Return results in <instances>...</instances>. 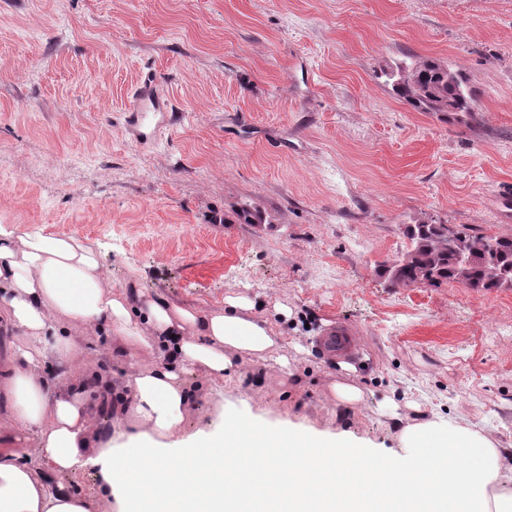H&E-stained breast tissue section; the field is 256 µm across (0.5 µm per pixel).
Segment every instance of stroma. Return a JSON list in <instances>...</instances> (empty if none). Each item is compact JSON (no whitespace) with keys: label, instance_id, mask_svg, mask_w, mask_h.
<instances>
[{"label":"stroma","instance_id":"35a3bbf8","mask_svg":"<svg viewBox=\"0 0 512 512\" xmlns=\"http://www.w3.org/2000/svg\"><path fill=\"white\" fill-rule=\"evenodd\" d=\"M417 54L462 69L481 92L468 128L417 112L380 73ZM189 118L152 147L120 117L143 72ZM512 0H0V230L77 235L115 285L218 309L245 292L280 335L291 373L243 357L223 386L183 374L184 433L219 412L353 431L399 453L380 401L465 414L512 450V288L395 287L384 269L406 225L512 237ZM258 205L262 224L236 223ZM353 336L345 375L317 339ZM48 361L59 390H87L101 436L123 430L125 377L159 352L88 333ZM351 380L357 412L327 397ZM115 501L98 466L48 473Z\"/></svg>","mask_w":512,"mask_h":512}]
</instances>
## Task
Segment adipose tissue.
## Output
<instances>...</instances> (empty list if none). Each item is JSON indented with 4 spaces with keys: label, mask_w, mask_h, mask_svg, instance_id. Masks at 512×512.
Listing matches in <instances>:
<instances>
[{
    "label": "adipose tissue",
    "mask_w": 512,
    "mask_h": 512,
    "mask_svg": "<svg viewBox=\"0 0 512 512\" xmlns=\"http://www.w3.org/2000/svg\"><path fill=\"white\" fill-rule=\"evenodd\" d=\"M0 324L16 336L0 365V418L30 432L38 461L0 455V512H92L94 498L44 472L101 466L117 512H512V465L492 432L464 415L399 425L396 458L377 459L353 433L272 423L178 436L187 368L216 384L241 356H278L279 338L252 298L230 292L203 314L116 287L96 250L75 235L0 232ZM148 350L174 347L173 364L133 372L120 443L93 442L84 390H52L47 360L72 357L88 331Z\"/></svg>",
    "instance_id": "obj_1"
}]
</instances>
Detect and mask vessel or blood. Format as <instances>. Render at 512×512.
I'll return each mask as SVG.
<instances>
[{
  "mask_svg": "<svg viewBox=\"0 0 512 512\" xmlns=\"http://www.w3.org/2000/svg\"><path fill=\"white\" fill-rule=\"evenodd\" d=\"M177 122L175 106L162 93L157 80L142 76L132 91V102L124 113V126L134 140L142 145L155 143Z\"/></svg>",
  "mask_w": 512,
  "mask_h": 512,
  "instance_id": "b4317fda",
  "label": "vessel or blood"
}]
</instances>
